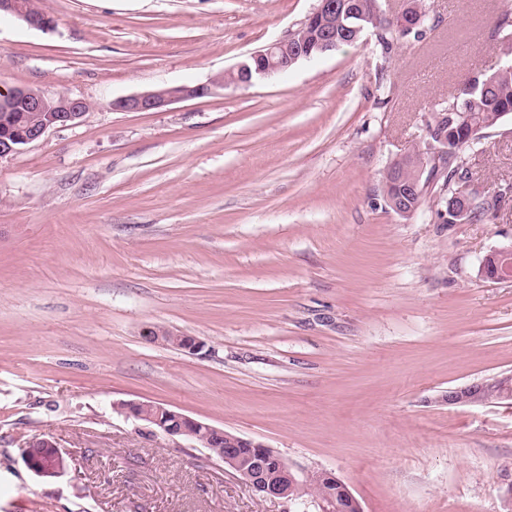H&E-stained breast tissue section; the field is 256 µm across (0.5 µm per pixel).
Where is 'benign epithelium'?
<instances>
[{"label": "benign epithelium", "instance_id": "7a95c632", "mask_svg": "<svg viewBox=\"0 0 512 512\" xmlns=\"http://www.w3.org/2000/svg\"><path fill=\"white\" fill-rule=\"evenodd\" d=\"M9 13L25 21L28 26L41 30L53 28L54 21L43 12L33 11L28 0H0V13ZM336 13L334 0H317V6L308 14L303 23L310 24L328 18ZM295 31L291 30L283 38L251 52L231 71L220 74L208 84L178 85L129 95L112 102V109L124 112H160L167 106L190 99L203 97L228 86H250L258 81L267 80L285 67L311 59V52L304 51L292 44ZM88 110L87 102L82 98L71 97L65 93L48 95L38 90L18 88L7 93L0 92V159L13 155L42 138L48 131L74 124L81 120ZM420 165L418 175L410 182L407 197L399 201H390L394 212L400 216H411L417 204L410 200L420 196V178L426 168L448 158V147L437 148L433 155L427 156L418 149ZM471 199L469 194L459 195L454 214L456 223L465 224L470 219ZM479 274L491 281L512 280V242L491 250L482 260ZM174 347L197 354L204 343L192 336L175 338ZM511 376L505 375L476 385L451 390L445 396L450 406L468 404L498 403L508 399V392L497 397L491 385L499 380L508 387ZM118 410L139 420L160 427L170 437H194L204 447L211 446L213 438L224 439V450L217 460L236 472L254 492L265 500L283 499L297 508V512H308L312 505L323 512H330L332 505L321 501L311 502L298 496L299 471L293 469L272 448L260 441L243 438L226 432L211 424L193 419L184 413L155 403L121 402ZM30 448L42 449L41 454L32 456L22 454L26 467L38 477H58L67 469L66 455L49 440L33 438L28 442ZM239 448L255 449L254 456L244 463L237 455ZM304 479H310L305 474Z\"/></svg>", "mask_w": 512, "mask_h": 512}]
</instances>
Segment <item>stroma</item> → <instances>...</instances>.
Masks as SVG:
<instances>
[{
    "label": "stroma",
    "instance_id": "1",
    "mask_svg": "<svg viewBox=\"0 0 512 512\" xmlns=\"http://www.w3.org/2000/svg\"><path fill=\"white\" fill-rule=\"evenodd\" d=\"M317 0H40L0 16V87L85 99L79 124L0 160V512H288L204 448L115 409L153 402L342 480L363 512H505L512 402L448 390L512 374V281L479 275L512 204L442 224L394 213L382 172L438 104L502 62L512 0H424L383 57L374 30L247 87L197 85L295 29ZM512 184V115L468 151ZM194 336L195 355L147 328ZM50 439L67 472L22 450ZM0 13H9L14 17L24 20L29 27L49 30L53 28L54 21L43 12H33L32 2L24 0H0ZM42 448L41 454H37ZM23 451L22 458L26 467L38 477H58L67 469L66 455L49 440L44 438H32L28 447Z\"/></svg>",
    "mask_w": 512,
    "mask_h": 512
}]
</instances>
